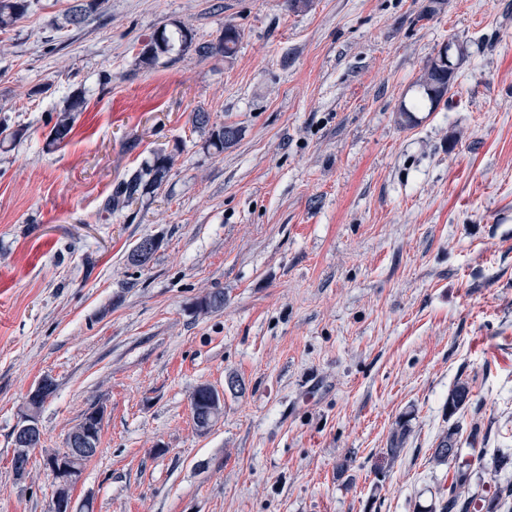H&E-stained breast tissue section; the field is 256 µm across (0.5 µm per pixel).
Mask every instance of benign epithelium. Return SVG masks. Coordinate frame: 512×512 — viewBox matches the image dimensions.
<instances>
[{
    "instance_id": "7a95c632",
    "label": "benign epithelium",
    "mask_w": 512,
    "mask_h": 512,
    "mask_svg": "<svg viewBox=\"0 0 512 512\" xmlns=\"http://www.w3.org/2000/svg\"><path fill=\"white\" fill-rule=\"evenodd\" d=\"M158 244L159 241L155 237L143 240L134 258L142 264L147 263L155 253ZM53 388L54 383L50 378L46 377L39 381L28 393L25 406L15 425L12 469L19 480L27 476L30 453L41 443L40 412ZM207 390L209 392L208 408L203 411L191 409L194 426L201 435L212 430L219 419L224 403V392L211 385L207 386ZM97 452L98 448L94 447L91 432L80 422L68 432L63 451L53 452L43 459V466L50 473L55 484L52 512H76L70 490L81 480V464Z\"/></svg>"
}]
</instances>
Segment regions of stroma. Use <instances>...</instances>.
<instances>
[{"label": "stroma", "instance_id": "obj_1", "mask_svg": "<svg viewBox=\"0 0 512 512\" xmlns=\"http://www.w3.org/2000/svg\"><path fill=\"white\" fill-rule=\"evenodd\" d=\"M74 2L0 30V123L20 133L0 147V512H49L43 459L93 408L73 489L90 512H418L451 484L432 452L460 380L461 442L512 452V0H108L78 27ZM228 24L233 57L139 63L157 30ZM444 47L450 93L400 125ZM197 109L239 141L205 150ZM161 152L157 194L101 218ZM215 291L223 308L195 311ZM46 376L19 480L12 431ZM203 384L224 392L205 435ZM86 108V100L82 95H73L67 106L61 111L49 132V144L57 145L71 138L73 133V112H82ZM471 400V388L468 382H457L448 392V415L452 416L464 409ZM209 392L208 408L204 411L195 409L191 406L192 420L194 426L199 434L205 435L209 433L222 411L224 403V392L217 390L215 387L206 385ZM206 386L200 385L192 395L191 404H195L196 407L203 409L206 406L207 394Z\"/></svg>", "mask_w": 512, "mask_h": 512}]
</instances>
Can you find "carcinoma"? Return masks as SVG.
Masks as SVG:
<instances>
[{
	"label": "carcinoma",
	"instance_id": "cac0c4a2",
	"mask_svg": "<svg viewBox=\"0 0 512 512\" xmlns=\"http://www.w3.org/2000/svg\"><path fill=\"white\" fill-rule=\"evenodd\" d=\"M30 0H0V29L13 26L27 13ZM107 0H76L70 7L66 16V23L72 26L82 25L90 16L105 11ZM241 33L233 25L224 26V33L217 42H201L196 40L195 34L186 28L180 29L177 36L167 34L166 29L155 32L151 38L142 44L139 52V61L150 66L160 55L167 54L172 49L173 40H178L181 51L193 50L198 58L207 60L221 56L230 57L237 49ZM448 68L430 61L426 65L423 76L414 84V95L408 105H401L399 109V124L410 125L413 122V113L428 110L434 111L441 100L447 95ZM86 108V100L80 95L72 96L67 106L61 111L49 132V144H61L71 138L73 133V117L75 112ZM192 124L198 130L208 133L205 147L221 153L233 145L240 136V128L234 124H216L211 121L210 113L196 110L193 113ZM175 158L163 153L156 154L144 166L137 168L127 175L103 200L101 210L108 213L123 212L134 204L143 201L144 197L154 193L167 182L174 167ZM224 305V293L221 291L209 293L196 303L199 311H213ZM471 400L469 383L460 381L448 392V415L452 416L464 409ZM407 433L405 426L390 441V446L384 449L383 454L390 460L397 459L403 451V443ZM459 427H450L448 432L440 437L433 451V459L438 464L457 462L453 480L448 495H442L436 501L419 510V512H472L478 508L482 512H512V486L497 487L493 492H471V482L474 470L472 463H477L480 469L494 471L506 470L512 467V454L501 452L487 457L484 448L471 447L467 450L460 448L458 438ZM467 459H462V456Z\"/></svg>",
	"mask_w": 512,
	"mask_h": 512
}]
</instances>
